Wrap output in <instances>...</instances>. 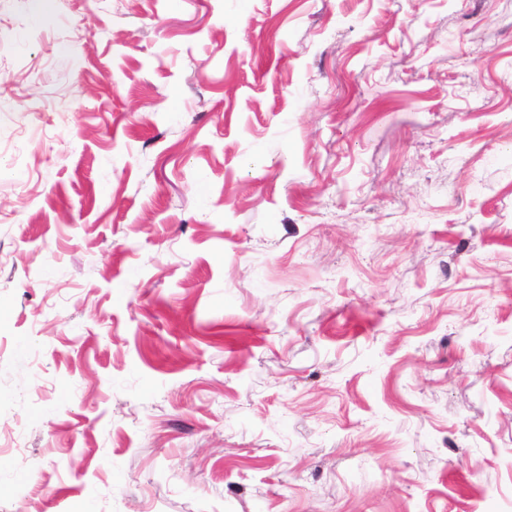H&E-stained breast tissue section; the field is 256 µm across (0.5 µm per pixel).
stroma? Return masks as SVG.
I'll list each match as a JSON object with an SVG mask.
<instances>
[{
    "label": "stroma",
    "instance_id": "35a3bbf8",
    "mask_svg": "<svg viewBox=\"0 0 512 512\" xmlns=\"http://www.w3.org/2000/svg\"><path fill=\"white\" fill-rule=\"evenodd\" d=\"M0 512H512V0H0Z\"/></svg>",
    "mask_w": 512,
    "mask_h": 512
}]
</instances>
